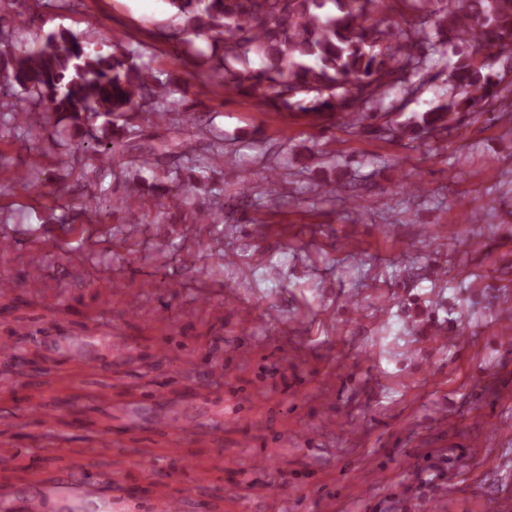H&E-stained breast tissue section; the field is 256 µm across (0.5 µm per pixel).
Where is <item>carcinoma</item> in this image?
Instances as JSON below:
<instances>
[{
    "label": "carcinoma",
    "instance_id": "1",
    "mask_svg": "<svg viewBox=\"0 0 512 512\" xmlns=\"http://www.w3.org/2000/svg\"><path fill=\"white\" fill-rule=\"evenodd\" d=\"M180 28L204 36L206 51L187 47L206 66L209 78L253 96L267 108L321 115L343 112L354 121L363 108L389 91H416L413 78L426 52L460 45L448 79L456 94L425 113L422 127L443 132L453 116L474 112L498 96L493 71L512 52V0H415L418 21L403 29L373 18L385 0H168ZM175 79L139 60L138 53L112 44L105 52L71 30L45 35L36 46L16 45L0 31V127L22 143L46 127L50 114H63L77 127L105 118L103 135L74 141L62 128L54 143L65 148L59 161L75 155L90 161L96 183L112 175V161L130 147L140 167L157 168L171 155L190 162L187 174L169 171L165 194L188 197L186 183L208 187L222 170L224 138L198 120L188 122ZM158 114L175 133L160 145H132L142 114ZM222 210H198L193 223L220 224Z\"/></svg>",
    "mask_w": 512,
    "mask_h": 512
}]
</instances>
